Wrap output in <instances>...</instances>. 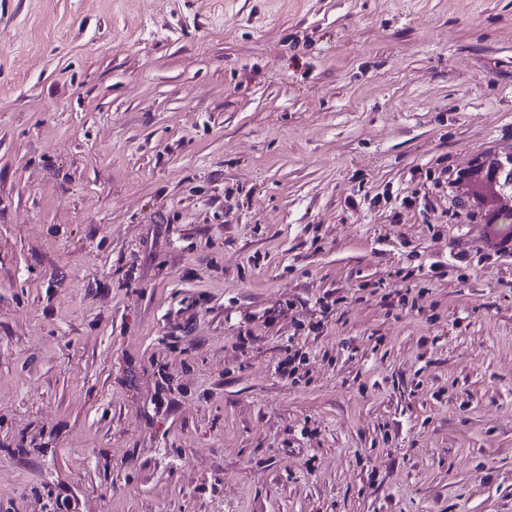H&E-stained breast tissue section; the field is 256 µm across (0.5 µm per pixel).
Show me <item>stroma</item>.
<instances>
[{"label":"stroma","mask_w":512,"mask_h":512,"mask_svg":"<svg viewBox=\"0 0 512 512\" xmlns=\"http://www.w3.org/2000/svg\"><path fill=\"white\" fill-rule=\"evenodd\" d=\"M486 152L512 0H0V512H512ZM501 161L488 156L486 159H477L472 165L461 169L452 180L468 207L470 217H479L485 224V250L481 259H489L491 256H512V227L499 224L503 215L512 212V191L507 192L499 185V172ZM502 235L494 233L493 226Z\"/></svg>","instance_id":"35a3bbf8"}]
</instances>
